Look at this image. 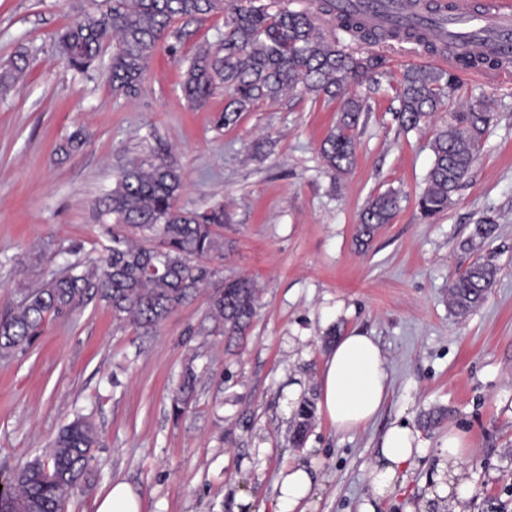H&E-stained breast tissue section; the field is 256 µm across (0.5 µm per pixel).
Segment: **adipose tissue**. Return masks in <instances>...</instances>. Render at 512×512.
Returning a JSON list of instances; mask_svg holds the SVG:
<instances>
[{
  "label": "adipose tissue",
  "mask_w": 512,
  "mask_h": 512,
  "mask_svg": "<svg viewBox=\"0 0 512 512\" xmlns=\"http://www.w3.org/2000/svg\"><path fill=\"white\" fill-rule=\"evenodd\" d=\"M318 410L339 433H356L379 416L389 395L390 375L383 353L374 338L351 331L340 336L324 357L318 374ZM427 451L418 432L394 423L383 433L379 454L371 466L372 500L363 512H376L375 504L395 490L398 472ZM473 448L463 434L449 430L437 447L438 462L431 484L418 506L404 512H427L430 502L464 499L472 486L463 476L462 466ZM315 468L298 463L281 469L275 478L277 505L283 512L312 507L319 482Z\"/></svg>",
  "instance_id": "ef3b65f1"
}]
</instances>
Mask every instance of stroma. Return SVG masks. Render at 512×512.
<instances>
[{
	"mask_svg": "<svg viewBox=\"0 0 512 512\" xmlns=\"http://www.w3.org/2000/svg\"><path fill=\"white\" fill-rule=\"evenodd\" d=\"M91 9L92 0H0V64L29 56L25 76L0 92V305L17 301L36 272L100 262L112 232L98 221L100 198L130 162L165 153L183 173L179 208L223 204L232 243L223 275L256 282L257 314L232 338L208 334L201 297L150 336L117 325L96 300L46 321L26 352L0 360V483L45 458L80 413L99 446L65 512H97L118 480L142 512H236L242 489L275 512L274 477L298 461L318 467V512H359L379 439L403 421L431 451L401 470L377 512L423 498L433 449L452 428L474 448L464 466L472 494L433 512H512V75L459 73L453 97L407 132L394 118L398 80L408 67H435V56L411 43L370 45L386 74L360 117L354 162L335 177L320 145L341 100L290 95L229 128L217 124L225 91L190 107L183 72L199 46L222 43L223 13L175 20L140 94L127 97L99 71H73L58 57L57 33ZM479 99L497 120L448 209L423 219L417 198L435 131ZM78 130L85 144L65 151ZM390 188L403 193L399 211L358 245L363 208ZM487 214L498 230L471 246ZM490 254L499 267L491 294L454 314L451 281ZM354 329L374 336L386 358L392 386L381 415L355 434L316 417L294 444L289 385L317 402L324 356ZM189 367L196 388L177 418L174 390Z\"/></svg>",
	"mask_w": 512,
	"mask_h": 512,
	"instance_id": "1",
	"label": "stroma"
}]
</instances>
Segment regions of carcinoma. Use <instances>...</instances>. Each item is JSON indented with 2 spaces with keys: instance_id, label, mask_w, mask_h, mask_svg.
<instances>
[{
  "instance_id": "1",
  "label": "carcinoma",
  "mask_w": 512,
  "mask_h": 512,
  "mask_svg": "<svg viewBox=\"0 0 512 512\" xmlns=\"http://www.w3.org/2000/svg\"><path fill=\"white\" fill-rule=\"evenodd\" d=\"M225 9L224 42L202 46L185 72L183 92L202 105L219 87L232 92L218 124L238 123L241 114L262 101L309 94L331 100L347 92L336 126L321 146L326 167L348 170L355 153L354 130L367 99L349 92L353 83H380L381 58L347 51L336 39L342 30L359 42L412 41L432 53L443 47L425 41L413 26L384 28L364 22L356 12L336 11V0H316L315 11L263 7H228V0H102L92 13L60 31L58 50L67 64L86 72L98 63L104 46L112 47L104 75L113 90L139 94L144 75L161 39L176 18L196 19ZM465 69L493 67L482 53L457 58ZM29 65L20 52L0 66V91H6ZM447 70H406L399 80L395 118L408 130L419 127L457 88ZM495 120L484 104L455 112L432 141L434 159L418 199L421 213L433 217L448 209L453 194L474 165L479 145ZM183 188L180 169L162 155L134 161L116 177L99 204L111 220L112 239L102 264H69L50 277L41 274L18 289L20 300L0 309V358L29 348L48 318L69 315L96 297L113 320L130 323L145 335L193 298L206 296L212 335L243 336L256 314L257 286L247 277L224 279V207L183 211L177 199ZM400 192L390 188L372 197L360 216L357 240L365 244L376 229L389 224L399 209ZM498 267L488 257L475 261L449 286L451 307L462 314L482 303L496 282ZM188 368L177 387L173 412L180 416L196 386ZM293 442L301 443L312 417L310 406L297 412ZM98 434L88 417L76 416L58 434L48 460L29 462L8 488L0 491V512H64L70 496L91 475Z\"/></svg>"
}]
</instances>
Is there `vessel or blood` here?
Returning <instances> with one entry per match:
<instances>
[{
  "mask_svg": "<svg viewBox=\"0 0 512 512\" xmlns=\"http://www.w3.org/2000/svg\"><path fill=\"white\" fill-rule=\"evenodd\" d=\"M367 14L413 22L458 54L478 47L512 62V0H376Z\"/></svg>",
  "mask_w": 512,
  "mask_h": 512,
  "instance_id": "obj_1",
  "label": "vessel or blood"
}]
</instances>
